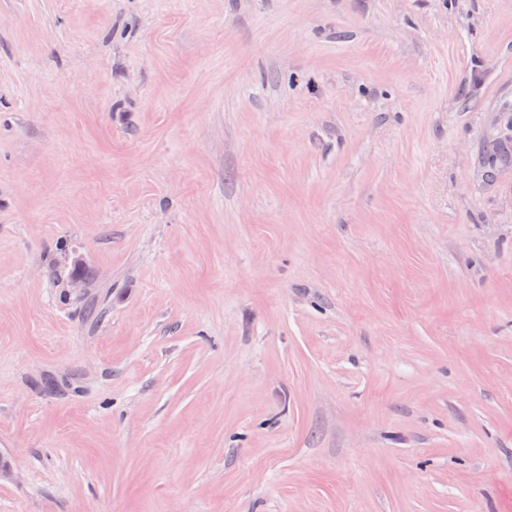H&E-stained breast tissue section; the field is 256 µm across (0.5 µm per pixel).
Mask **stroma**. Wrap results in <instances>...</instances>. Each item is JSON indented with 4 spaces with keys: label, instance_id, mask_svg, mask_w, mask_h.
<instances>
[{
    "label": "stroma",
    "instance_id": "1",
    "mask_svg": "<svg viewBox=\"0 0 512 512\" xmlns=\"http://www.w3.org/2000/svg\"><path fill=\"white\" fill-rule=\"evenodd\" d=\"M0 512H512V0H0Z\"/></svg>",
    "mask_w": 512,
    "mask_h": 512
}]
</instances>
